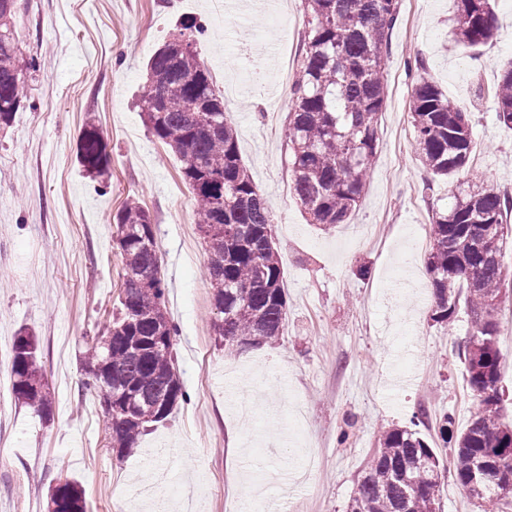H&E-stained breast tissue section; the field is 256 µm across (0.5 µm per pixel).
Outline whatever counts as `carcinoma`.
<instances>
[{"mask_svg":"<svg viewBox=\"0 0 512 512\" xmlns=\"http://www.w3.org/2000/svg\"><path fill=\"white\" fill-rule=\"evenodd\" d=\"M455 44L467 53L492 39L490 0H456ZM306 35L293 83L288 146L295 199L312 224L344 223L363 196L378 150V117L387 86L385 47L399 0H304ZM16 0H0V125H8L26 100L36 65L20 62L15 37ZM201 26L188 18L149 59L142 113L152 135L180 161L196 204V224L208 251L207 277L216 316L211 328L228 353L272 343L288 319V300L272 238V213L238 150L224 99L213 87L196 50ZM497 121L512 128V61L501 69L493 93ZM414 143L426 172L452 177L474 149L468 113L422 78L410 100ZM77 158L93 177L109 174L111 156L100 129L85 126ZM512 222V191L448 187V202L435 209L426 270L433 290L432 318L451 325L466 309L471 331L456 344L465 377L478 401L465 429L447 414L435 419L449 449L440 460L419 430L388 427L367 461L348 512H439V488L452 478L478 502L512 508V423L502 421L499 385V311L512 271L504 266ZM115 244L124 266L120 308L104 336L86 342L84 388L103 406L105 431L122 455L142 435L168 419L186 392L175 367L176 326L166 308V282L148 210L128 199L113 216ZM39 343L21 332L12 343V394L42 419L52 399L38 365ZM64 500L85 512L79 486L58 480L48 502Z\"/></svg>","mask_w":512,"mask_h":512,"instance_id":"carcinoma-1","label":"carcinoma"}]
</instances>
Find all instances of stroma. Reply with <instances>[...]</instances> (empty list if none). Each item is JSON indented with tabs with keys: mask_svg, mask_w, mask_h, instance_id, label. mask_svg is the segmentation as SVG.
Here are the masks:
<instances>
[{
	"mask_svg": "<svg viewBox=\"0 0 512 512\" xmlns=\"http://www.w3.org/2000/svg\"><path fill=\"white\" fill-rule=\"evenodd\" d=\"M19 46L36 57L28 100L0 126V347L34 331L52 398L50 420L0 397V501L47 512L57 478L82 489L87 512H164L165 499L137 500L139 486L169 471L202 483L195 512H235L250 499L248 472L293 471L313 458L299 484L271 487V505L347 512L382 428L418 409L452 415L465 428L477 409L455 345L471 329L431 318L428 275H398L412 241L429 251L431 212L448 193L414 148L409 103L420 79L470 114L474 149L462 178L512 185V129L495 118L493 91L512 59V0H495V36L469 53L453 41L455 0H400L391 31L388 96L377 157L347 223H309L290 189V87L302 54V0H17ZM192 17L207 34L197 50L240 156L266 196L283 269L288 319L276 342L227 353L211 331L207 255L180 163L148 131L135 103L146 64L177 25ZM112 153L109 178L77 160L86 124ZM138 199L155 224L178 328V373L190 398L169 419L116 456L99 425L101 406L81 393L87 337L102 335L119 303L122 262L113 215ZM503 417L512 420V298L499 313Z\"/></svg>",
	"mask_w": 512,
	"mask_h": 512,
	"instance_id": "1",
	"label": "stroma"
}]
</instances>
